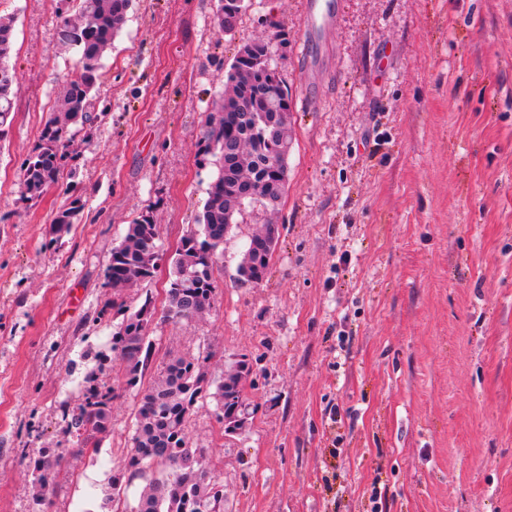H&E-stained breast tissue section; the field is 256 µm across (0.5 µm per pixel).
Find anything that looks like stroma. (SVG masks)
Masks as SVG:
<instances>
[{"instance_id":"obj_1","label":"stroma","mask_w":512,"mask_h":512,"mask_svg":"<svg viewBox=\"0 0 512 512\" xmlns=\"http://www.w3.org/2000/svg\"><path fill=\"white\" fill-rule=\"evenodd\" d=\"M306 0H253L232 33L218 0H133L101 59L91 144L35 203L18 165L80 75L49 0H0L14 20L13 121L0 140V512H29L23 448H73L94 355L129 311L161 304L180 237L197 224L216 157L204 119L242 44L279 22L272 61L292 103L279 242L241 281L247 209L214 265L203 317L158 323L152 368L211 352L244 359L245 426L198 402L190 438L224 483V512H512V0H331L306 63ZM79 183L83 209L55 240ZM160 228L152 279L113 294L110 253L130 222ZM123 308L97 321L102 305ZM136 399L112 403L96 449L71 459L52 512H112Z\"/></svg>"}]
</instances>
